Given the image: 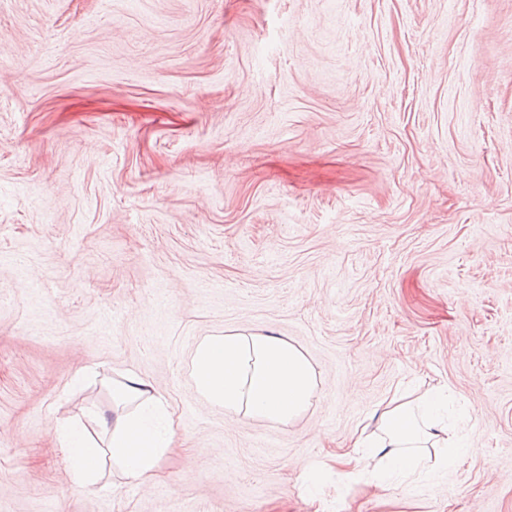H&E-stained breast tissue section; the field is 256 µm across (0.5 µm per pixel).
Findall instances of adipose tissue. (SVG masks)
<instances>
[{"instance_id": "adipose-tissue-1", "label": "adipose tissue", "mask_w": 512, "mask_h": 512, "mask_svg": "<svg viewBox=\"0 0 512 512\" xmlns=\"http://www.w3.org/2000/svg\"><path fill=\"white\" fill-rule=\"evenodd\" d=\"M196 393L226 413L249 419L287 423L305 412L315 393V372L304 353L288 340L264 333H227L198 342L191 362ZM121 409L114 416L99 415L98 423L110 438L100 447L75 428L61 424L57 439L67 451L72 488L88 490L101 478L104 454H111L128 481H152L158 464L175 440L165 398L134 373L112 389ZM443 388L393 396L375 420V438L365 454L348 457L342 474L351 477L371 462L388 472L409 477L418 471L429 450H438L441 466H448L462 444L448 436L441 415Z\"/></svg>"}]
</instances>
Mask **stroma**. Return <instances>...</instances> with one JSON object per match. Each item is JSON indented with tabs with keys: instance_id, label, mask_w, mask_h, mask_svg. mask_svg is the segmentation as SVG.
<instances>
[{
	"instance_id": "1",
	"label": "stroma",
	"mask_w": 512,
	"mask_h": 512,
	"mask_svg": "<svg viewBox=\"0 0 512 512\" xmlns=\"http://www.w3.org/2000/svg\"><path fill=\"white\" fill-rule=\"evenodd\" d=\"M236 332L306 354L300 417L194 392ZM131 371L174 446L75 491L54 426ZM444 385L467 453L341 477ZM0 512H512V0H0Z\"/></svg>"
}]
</instances>
